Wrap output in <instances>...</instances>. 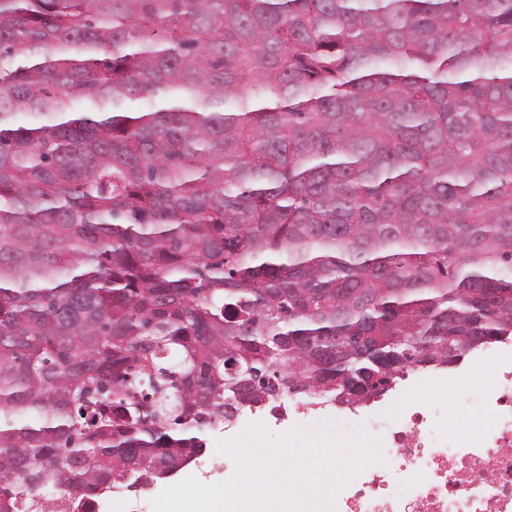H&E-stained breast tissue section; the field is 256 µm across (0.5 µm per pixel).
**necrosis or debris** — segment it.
<instances>
[{
	"label": "necrosis or debris",
	"instance_id": "1",
	"mask_svg": "<svg viewBox=\"0 0 512 512\" xmlns=\"http://www.w3.org/2000/svg\"><path fill=\"white\" fill-rule=\"evenodd\" d=\"M453 389L471 392L467 407L449 403ZM347 421L380 439L383 460L338 491L335 512H512V340L456 372H420Z\"/></svg>",
	"mask_w": 512,
	"mask_h": 512
}]
</instances>
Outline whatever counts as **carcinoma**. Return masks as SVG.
I'll use <instances>...</instances> for the list:
<instances>
[{
  "mask_svg": "<svg viewBox=\"0 0 512 512\" xmlns=\"http://www.w3.org/2000/svg\"><path fill=\"white\" fill-rule=\"evenodd\" d=\"M511 335L512 0H0V512Z\"/></svg>",
  "mask_w": 512,
  "mask_h": 512,
  "instance_id": "obj_1",
  "label": "carcinoma"
}]
</instances>
